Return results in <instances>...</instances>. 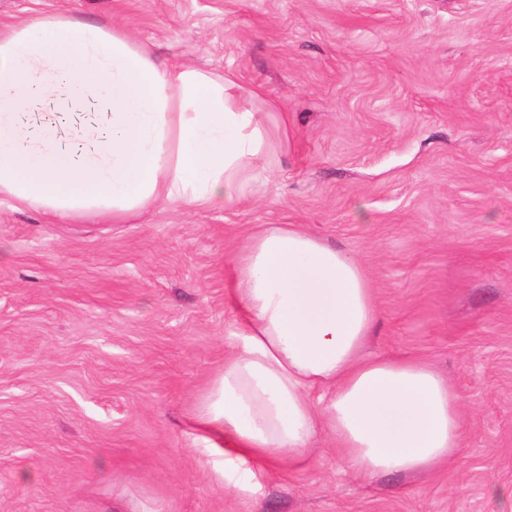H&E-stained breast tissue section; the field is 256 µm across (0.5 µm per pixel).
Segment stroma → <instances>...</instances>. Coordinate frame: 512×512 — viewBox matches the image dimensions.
Here are the masks:
<instances>
[{
	"instance_id": "obj_1",
	"label": "stroma",
	"mask_w": 512,
	"mask_h": 512,
	"mask_svg": "<svg viewBox=\"0 0 512 512\" xmlns=\"http://www.w3.org/2000/svg\"><path fill=\"white\" fill-rule=\"evenodd\" d=\"M232 74L266 176L112 223L0 201V512H502L512 493V0H0ZM300 224L359 261L372 356L462 399L455 468L355 481L335 449L225 472L193 423L241 317L230 255Z\"/></svg>"
}]
</instances>
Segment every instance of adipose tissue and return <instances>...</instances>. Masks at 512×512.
<instances>
[{
  "label": "adipose tissue",
  "mask_w": 512,
  "mask_h": 512,
  "mask_svg": "<svg viewBox=\"0 0 512 512\" xmlns=\"http://www.w3.org/2000/svg\"><path fill=\"white\" fill-rule=\"evenodd\" d=\"M230 74L158 62L129 32L59 11L0 33V199L57 219L119 222L158 202L224 208L266 137ZM42 101L68 127L29 122ZM96 105L101 122L79 121ZM243 316L195 414L225 465L305 464L321 434L355 478L420 477L463 452L460 397L417 358L364 352L377 320L355 260L297 224L230 257Z\"/></svg>",
  "instance_id": "adipose-tissue-1"
}]
</instances>
